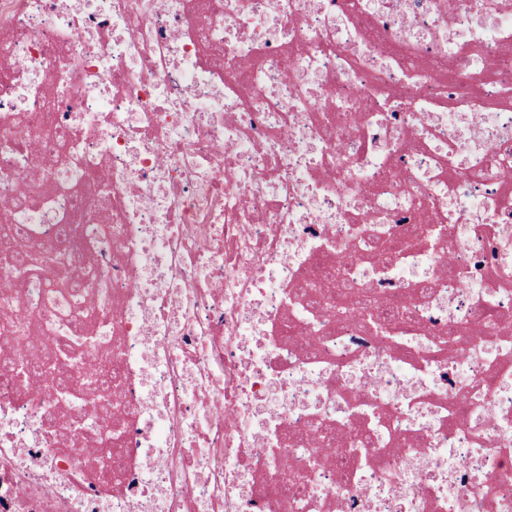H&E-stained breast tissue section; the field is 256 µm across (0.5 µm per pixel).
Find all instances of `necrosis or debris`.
Instances as JSON below:
<instances>
[{"mask_svg": "<svg viewBox=\"0 0 512 512\" xmlns=\"http://www.w3.org/2000/svg\"><path fill=\"white\" fill-rule=\"evenodd\" d=\"M0 223V512H512V0H0ZM26 241L22 228L4 227L0 235V252L7 256L15 265L27 266L29 254L26 252Z\"/></svg>", "mask_w": 512, "mask_h": 512, "instance_id": "obj_1", "label": "necrosis or debris"}]
</instances>
